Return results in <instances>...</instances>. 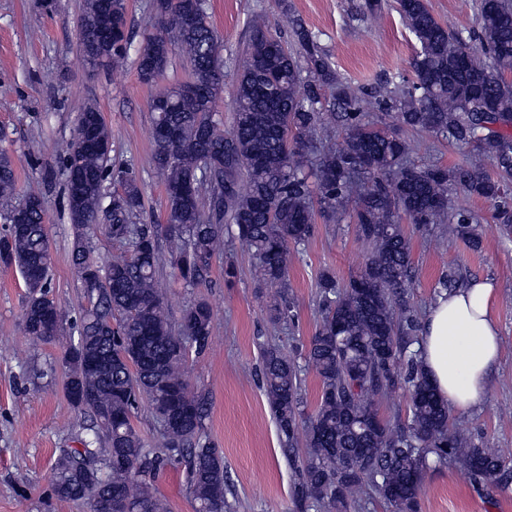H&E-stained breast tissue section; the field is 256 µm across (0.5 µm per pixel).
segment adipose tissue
I'll list each match as a JSON object with an SVG mask.
<instances>
[{"label": "adipose tissue", "instance_id": "adipose-tissue-1", "mask_svg": "<svg viewBox=\"0 0 512 512\" xmlns=\"http://www.w3.org/2000/svg\"><path fill=\"white\" fill-rule=\"evenodd\" d=\"M495 291L487 280L467 282L442 294L422 320V365L438 395L461 411L483 402L490 369L500 356L492 316Z\"/></svg>", "mask_w": 512, "mask_h": 512}]
</instances>
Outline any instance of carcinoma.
Masks as SVG:
<instances>
[{"mask_svg":"<svg viewBox=\"0 0 512 512\" xmlns=\"http://www.w3.org/2000/svg\"><path fill=\"white\" fill-rule=\"evenodd\" d=\"M108 1L120 25L107 53V63L116 67L129 42L125 0H84L79 40L84 54H99L97 23ZM185 2L154 0L158 26L137 62L139 79L151 84L179 49L189 82L204 90L187 95L182 84L168 88L169 108L153 111L152 162L164 185L165 223H137L142 191L131 177L118 180L120 198L102 208L112 135L94 103L78 107L75 127L86 129L93 145L82 146L74 134L62 149L64 168L75 163L84 175L78 195L67 199L72 264L90 302L77 342L64 352L66 388L89 424L81 447L64 448L57 458L50 478L54 495L83 501L89 512H167L147 478L175 458L185 464L196 512H226L224 457L204 436L207 402L182 377L190 351L202 353L212 344L213 311L197 300L173 324L156 272L165 260L187 286H196L233 227L252 251L254 280L278 289L269 314L284 323L292 309L290 245L313 234L316 205L329 221L349 218L368 249L358 274L344 284L327 269L319 273L321 319L305 350L320 383L312 412L304 411L294 352L276 344L262 348V388L282 454L296 474V512H350L369 498L393 512H420L428 471L447 462L481 479L508 481L512 467L496 449L476 445L452 427L448 403L411 349L420 324L410 301L411 246L400 220L446 224L450 234L479 248L478 217L448 205L449 192L461 188L512 227V0H480L479 31L469 42L450 32L427 0H396L420 44L413 79L359 92L338 76L311 34L298 32L299 51H291L257 14L247 54L235 66L228 130L216 118L227 74L207 0H196L192 11ZM326 89L336 112L323 111ZM367 112H384L408 129L468 145L470 156L446 168L419 167L406 140L364 121ZM336 124L344 131L342 143L327 146L319 131ZM486 160L496 177L484 173ZM189 180L196 193L175 194ZM25 197L36 207L26 228L14 230L16 175L11 157L1 151L0 217L8 227L0 234V262L18 268L24 279L23 330L39 344L61 335V315L46 294L43 197L35 191ZM98 226L117 245L101 262L91 245ZM86 355L106 364L91 370ZM399 390L410 397L405 417L381 419L378 403ZM142 401L160 423L161 448L149 447L133 425Z\"/></svg>","mask_w":512,"mask_h":512,"instance_id":"carcinoma-1","label":"carcinoma"}]
</instances>
